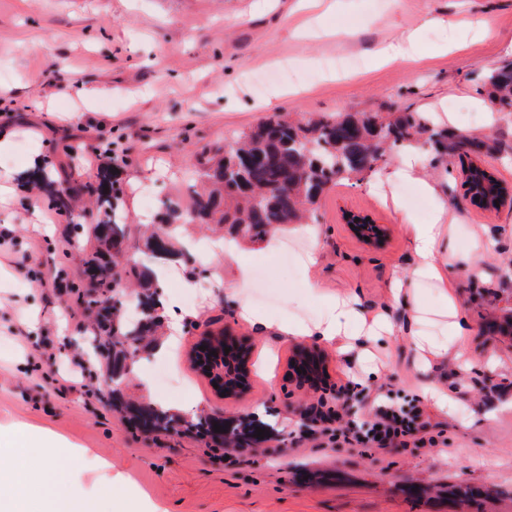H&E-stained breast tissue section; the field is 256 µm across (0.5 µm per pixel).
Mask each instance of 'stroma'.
<instances>
[{
	"label": "stroma",
	"instance_id": "stroma-1",
	"mask_svg": "<svg viewBox=\"0 0 512 512\" xmlns=\"http://www.w3.org/2000/svg\"><path fill=\"white\" fill-rule=\"evenodd\" d=\"M333 11L300 12L296 0H0V128L13 150L0 156V179L12 191L0 197V430L24 422L67 447L61 474L80 475L91 494L88 512H110L112 493L142 495L140 512H512V340L485 332L512 316V209L483 211L466 200L459 159L420 147L424 177L448 200V234L441 254L448 283L416 273L404 233L405 218L430 222L434 197L420 211L404 200L400 183L345 180L321 199L316 224H292L248 246L241 264L216 259L203 266L223 230L193 229L188 253L166 257L161 293L178 295L189 310L175 332L169 358L141 353V374L110 381L105 361L88 342L89 312L75 291L52 295L39 279L65 270L83 284L87 260L103 246L75 235L84 210L61 217L36 179L99 184L103 168L122 196L131 245H141L143 215L164 202L188 204L183 180L198 158L225 139L272 115L309 112H385L410 108L434 113L440 127L479 132L496 126L512 146V115L488 120L474 99L486 98L478 75L512 60V0H335ZM447 44L444 55L418 66L382 63L378 51L397 38ZM353 59L344 74L326 72L335 57ZM294 62L311 72L300 93L270 84L257 96L266 69ZM102 87L92 102L66 89L72 79ZM81 120H74V112ZM102 151L100 162L85 159ZM369 216L385 228L370 246L353 234L345 213ZM305 241L319 255L314 267L287 269L275 261L284 240ZM264 268L280 297L264 320L320 319L335 298L352 300L360 318L386 313L394 333L371 343L374 362H346L320 345L330 382L396 401L418 398L447 445L368 451L301 438L297 408L321 393L288 377L301 342L275 338L239 315L245 276ZM193 273L195 286L180 281ZM403 279L405 304L391 302L390 285ZM317 291H310L309 282ZM467 326L453 337L447 358L417 350L414 338L451 337L448 309ZM231 330L251 351L249 390L221 395L193 362L197 343ZM89 356L83 391L59 394L55 380L74 355ZM451 388L454 409L426 395ZM144 403L149 397L190 403L196 414L232 426L248 419L266 435L243 455L206 448L187 437H148L112 410L113 394ZM89 448L112 462L106 476L71 456ZM455 485L473 490L465 500Z\"/></svg>",
	"mask_w": 512,
	"mask_h": 512
}]
</instances>
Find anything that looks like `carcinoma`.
Segmentation results:
<instances>
[{
    "instance_id": "1",
    "label": "carcinoma",
    "mask_w": 512,
    "mask_h": 512,
    "mask_svg": "<svg viewBox=\"0 0 512 512\" xmlns=\"http://www.w3.org/2000/svg\"><path fill=\"white\" fill-rule=\"evenodd\" d=\"M489 100L500 112H512V62L480 73ZM429 142L443 154L467 158L462 186L471 194L470 203L484 211H496L507 187L493 173L481 169L482 155L505 152L494 134L438 130L424 112H336L303 116L297 120L268 119L239 133L213 157L201 164L198 178L201 191H195L189 207L170 202L154 221L147 243L152 251L168 253L171 227L184 224H222L230 234L250 242L265 240L273 230L287 224H304L317 209L322 195L332 186L352 176L374 172L388 153L419 142ZM97 193L106 220L93 227V233L106 246V254L116 267L126 259V225L118 208V190L107 179ZM57 210L71 213L72 189L59 184L53 196ZM89 283L98 297L113 298L122 282L118 273L106 266L88 269ZM158 317L146 313L136 322L124 319L119 307L110 314L96 313L92 342L106 360L111 380L124 375L127 361L136 357L137 342L154 331ZM115 411L124 413L148 433L180 435L191 433L206 445L236 443L253 439L251 422L218 435L214 420L201 417L193 423L156 405H130L119 397L112 399Z\"/></svg>"
}]
</instances>
